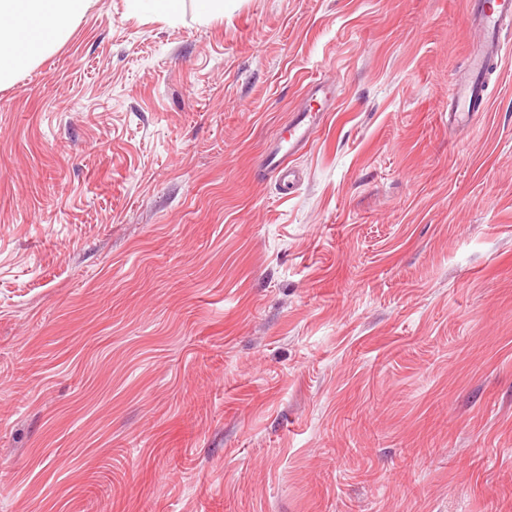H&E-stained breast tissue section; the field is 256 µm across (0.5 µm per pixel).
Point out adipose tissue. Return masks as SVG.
Returning <instances> with one entry per match:
<instances>
[{
  "instance_id": "1",
  "label": "adipose tissue",
  "mask_w": 512,
  "mask_h": 512,
  "mask_svg": "<svg viewBox=\"0 0 512 512\" xmlns=\"http://www.w3.org/2000/svg\"><path fill=\"white\" fill-rule=\"evenodd\" d=\"M89 4L90 0H0V87L63 43Z\"/></svg>"
}]
</instances>
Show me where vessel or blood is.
<instances>
[{
	"label": "vessel or blood",
	"mask_w": 512,
	"mask_h": 512,
	"mask_svg": "<svg viewBox=\"0 0 512 512\" xmlns=\"http://www.w3.org/2000/svg\"><path fill=\"white\" fill-rule=\"evenodd\" d=\"M512 24V0H478L474 13L472 49L468 59V76L455 79L448 97V123L455 126L485 111L484 85L489 67L500 61L505 52L506 25ZM323 82L315 81L308 88L309 107L297 112L286 142L277 144L263 157L265 170L279 177L282 194H290L296 178L291 165L293 157L302 152L314 137L327 115L326 109H313L312 103L324 94Z\"/></svg>",
	"instance_id": "b4317fda"
}]
</instances>
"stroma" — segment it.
I'll return each instance as SVG.
<instances>
[{"mask_svg":"<svg viewBox=\"0 0 512 512\" xmlns=\"http://www.w3.org/2000/svg\"><path fill=\"white\" fill-rule=\"evenodd\" d=\"M470 11L93 0L0 88V512H512V45L449 127ZM136 14L148 18L176 19L181 15L183 0H127ZM328 113L321 105L316 111L312 106L301 109L296 113L288 139L284 140L287 144H283L282 139L263 155L264 169L279 177L282 197H288L291 193V186L296 178L294 167L289 166L293 162L292 158L307 147Z\"/></svg>","mask_w":512,"mask_h":512,"instance_id":"stroma-1","label":"stroma"}]
</instances>
